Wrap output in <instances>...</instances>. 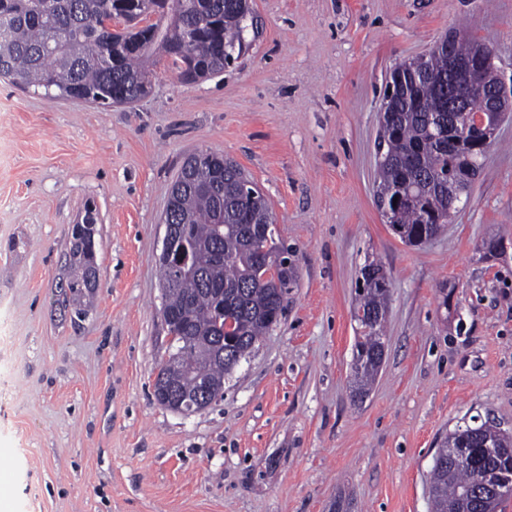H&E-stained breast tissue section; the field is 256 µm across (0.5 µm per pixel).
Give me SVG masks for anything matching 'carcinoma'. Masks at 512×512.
Segmentation results:
<instances>
[{
	"label": "carcinoma",
	"mask_w": 512,
	"mask_h": 512,
	"mask_svg": "<svg viewBox=\"0 0 512 512\" xmlns=\"http://www.w3.org/2000/svg\"><path fill=\"white\" fill-rule=\"evenodd\" d=\"M159 18L149 33L139 12L122 0H0V26L7 25L12 52L0 65V78L22 89L44 91L49 99L69 97L101 105L131 104L152 89L157 58L164 55L180 79L217 76L248 50L245 33L257 28L247 0H159ZM124 14V27L112 28V15ZM448 51L434 48L425 73L393 93L380 143L387 161L379 167L376 192L390 207L391 226L407 245L422 233L448 223V193L468 196L480 171L448 150L455 129L448 127ZM245 172L234 160L206 152L181 169L171 188L172 223L182 225L185 262L159 264L167 285L164 305L175 321L171 352L175 367L160 363L168 383L186 400L208 383L219 385L283 312V300L296 285L293 266L264 280L258 249H280L275 217L262 195L241 192ZM398 201H393V198ZM59 283L63 303L76 315L88 311L86 298L98 284L90 273L84 241L74 238ZM390 282L380 263L361 269L354 319L355 395H366L377 375L378 330L373 317L386 311ZM234 324V340L216 345L215 310ZM500 447L485 468L512 482V437L483 423L459 426L440 449ZM479 473L452 461L430 474L433 512H498L512 491L477 498Z\"/></svg>",
	"instance_id": "cac0c4a2"
}]
</instances>
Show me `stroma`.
I'll list each match as a JSON object with an SVG mask.
<instances>
[{
    "mask_svg": "<svg viewBox=\"0 0 512 512\" xmlns=\"http://www.w3.org/2000/svg\"><path fill=\"white\" fill-rule=\"evenodd\" d=\"M223 74L103 108L0 80V486L8 512H432L463 423L512 433V117L453 222L421 247L374 200L383 93L454 29L512 77V0H251ZM266 195L297 284L280 322L183 415L154 399L168 338L157 274L169 192L196 152ZM97 209L100 287L58 306L70 224ZM504 241L491 256L488 240ZM391 279L386 359L351 393L366 262Z\"/></svg>",
    "mask_w": 512,
    "mask_h": 512,
    "instance_id": "stroma-1",
    "label": "stroma"
}]
</instances>
